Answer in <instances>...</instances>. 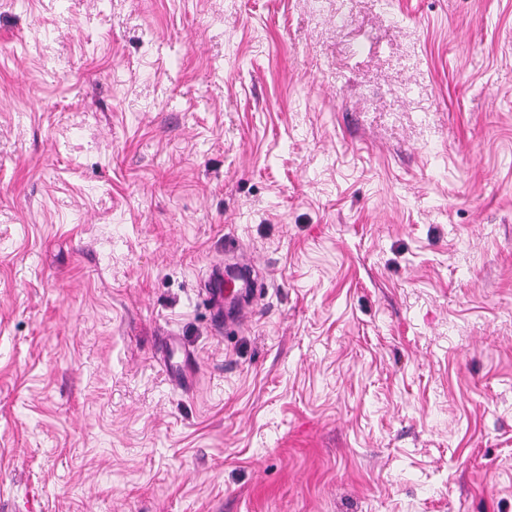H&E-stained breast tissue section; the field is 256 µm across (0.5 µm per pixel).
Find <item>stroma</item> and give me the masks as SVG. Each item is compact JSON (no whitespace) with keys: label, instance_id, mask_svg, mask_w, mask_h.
Instances as JSON below:
<instances>
[{"label":"stroma","instance_id":"35a3bbf8","mask_svg":"<svg viewBox=\"0 0 512 512\" xmlns=\"http://www.w3.org/2000/svg\"><path fill=\"white\" fill-rule=\"evenodd\" d=\"M0 512H512V0H0Z\"/></svg>","mask_w":512,"mask_h":512}]
</instances>
